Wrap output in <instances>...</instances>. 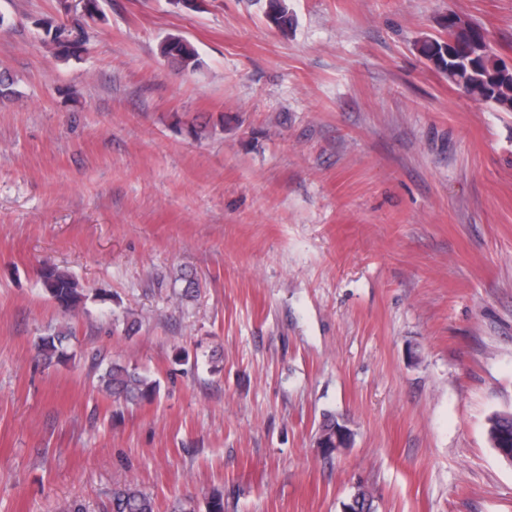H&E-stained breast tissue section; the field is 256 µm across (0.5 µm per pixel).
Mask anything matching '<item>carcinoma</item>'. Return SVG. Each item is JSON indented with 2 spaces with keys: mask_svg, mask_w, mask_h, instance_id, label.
Instances as JSON below:
<instances>
[{
  "mask_svg": "<svg viewBox=\"0 0 512 512\" xmlns=\"http://www.w3.org/2000/svg\"><path fill=\"white\" fill-rule=\"evenodd\" d=\"M98 12L97 0H83L81 14L74 15L66 22L54 17L38 21L48 40L45 42L53 53L65 59L77 58L86 49L90 35L84 17ZM264 17L267 23L288 35L293 26V17L287 0H265ZM474 42L481 44L482 53L471 56V43L465 42L458 49L463 62L448 66L447 57L434 45L437 38H426L418 44L419 53L433 63L448 82L474 101L494 104V88H500L505 95H512V70L505 67L489 45L484 31L473 29ZM161 54L178 68L185 70L199 64L198 52L194 45L180 35H169L160 46ZM43 291L59 308L75 313L86 297L85 289L68 272L57 267H46L41 271ZM65 335L55 331L39 338L36 344L37 356L46 363L59 364L67 360L62 348ZM99 392L107 398L122 399L127 403L152 402L159 393V383L148 375L140 373L119 362L107 366L99 375ZM346 427L334 415H326L316 433V443L324 453L336 451V429ZM487 438L491 445L506 456L512 455V411L497 412L488 418ZM359 512H376L373 494L364 486L356 487L349 501L343 504V512H351L353 506ZM153 499L137 486L126 484L112 492L111 512H154Z\"/></svg>",
  "mask_w": 512,
  "mask_h": 512,
  "instance_id": "1",
  "label": "carcinoma"
}]
</instances>
